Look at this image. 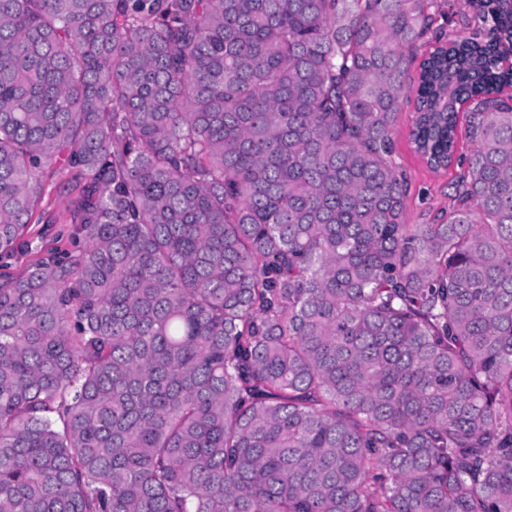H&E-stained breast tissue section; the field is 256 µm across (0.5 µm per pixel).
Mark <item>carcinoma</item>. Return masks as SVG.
I'll list each match as a JSON object with an SVG mask.
<instances>
[{"label":"carcinoma","instance_id":"cac0c4a2","mask_svg":"<svg viewBox=\"0 0 512 512\" xmlns=\"http://www.w3.org/2000/svg\"><path fill=\"white\" fill-rule=\"evenodd\" d=\"M0 0V512H512V0ZM448 220L406 223L401 101ZM465 0H432L428 12L432 16L431 25L426 29L416 45L408 52L410 63L407 83L417 79L419 64L424 55L442 46L448 37L461 34L471 36L477 29L465 7ZM78 180L72 172L62 170L52 180L45 182L41 207L36 211L33 224H30L25 237L31 246L28 248L24 245L13 256L0 259L2 276H20L30 263L43 256L47 250L64 249L70 245L73 224L61 222L70 201L78 193ZM60 183L68 186L69 190L66 192V189L59 188Z\"/></svg>","mask_w":512,"mask_h":512}]
</instances>
